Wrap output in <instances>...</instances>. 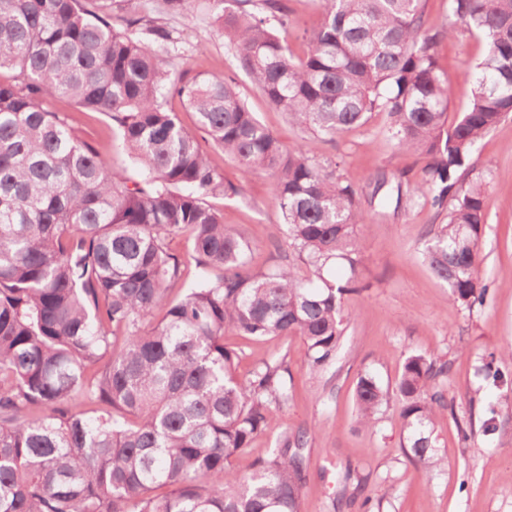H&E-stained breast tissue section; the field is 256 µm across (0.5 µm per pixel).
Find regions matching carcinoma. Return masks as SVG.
<instances>
[{
    "mask_svg": "<svg viewBox=\"0 0 512 512\" xmlns=\"http://www.w3.org/2000/svg\"><path fill=\"white\" fill-rule=\"evenodd\" d=\"M213 2L241 70L292 125L333 142L387 115L381 135L418 156L420 178L383 175L374 194L445 215L424 262L449 302L484 304L488 182L472 176L471 158L512 115V0H449L484 46L451 124L436 47L454 29L430 28L424 0H318L323 23L298 59L274 27L291 22L283 0H235V11ZM197 5L161 0L164 13ZM119 20L126 30L112 24V0H0V70L12 71L0 80V512H300L305 430L281 433L249 473L232 468L292 397L287 356L242 378L224 331L300 336L310 371L332 364L344 297L368 288L359 189L341 163L281 143L233 80L172 77L154 49L171 34L154 18ZM45 98L107 115L141 178L113 169ZM209 147L243 181L273 176L291 262L252 268L248 241L210 203L242 184L224 180ZM184 233L198 277L174 296L185 263L167 240ZM447 373L411 353L392 390L360 375L357 424L375 428L395 392L405 456L443 469L435 425Z\"/></svg>",
    "mask_w": 512,
    "mask_h": 512,
    "instance_id": "cac0c4a2",
    "label": "carcinoma"
}]
</instances>
